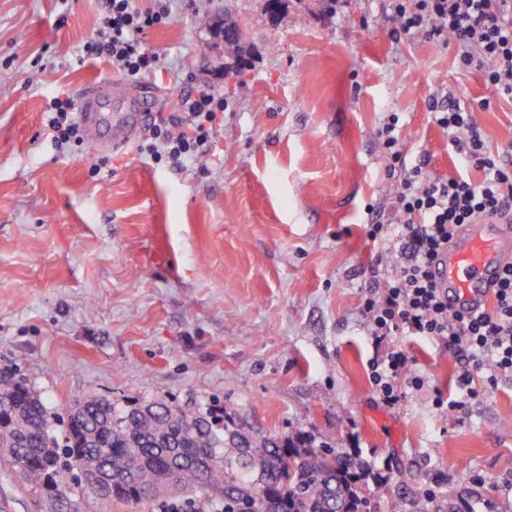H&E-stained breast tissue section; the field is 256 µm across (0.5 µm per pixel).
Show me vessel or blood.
Instances as JSON below:
<instances>
[{
  "mask_svg": "<svg viewBox=\"0 0 512 512\" xmlns=\"http://www.w3.org/2000/svg\"><path fill=\"white\" fill-rule=\"evenodd\" d=\"M112 97V87L103 83L82 96L78 117L87 138L97 145L123 146L138 124L137 112L106 124L103 109ZM512 264V222L486 218L465 226L456 234L436 270L440 287L448 291V302L478 309L496 288L506 265Z\"/></svg>",
  "mask_w": 512,
  "mask_h": 512,
  "instance_id": "vessel-or-blood-1",
  "label": "vessel or blood"
}]
</instances>
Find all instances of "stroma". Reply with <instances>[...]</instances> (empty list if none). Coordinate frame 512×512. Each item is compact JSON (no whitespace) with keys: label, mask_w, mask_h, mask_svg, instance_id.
Returning <instances> with one entry per match:
<instances>
[{"label":"stroma","mask_w":512,"mask_h":512,"mask_svg":"<svg viewBox=\"0 0 512 512\" xmlns=\"http://www.w3.org/2000/svg\"><path fill=\"white\" fill-rule=\"evenodd\" d=\"M105 0H0V371L24 377L57 412L87 392L115 406L213 401L267 434H315L359 457L373 512L439 487L436 512H512V376L438 409L456 393L447 346L397 342L428 381L395 407L370 381L379 349L361 305L393 260L372 241L396 182L377 132L398 117L408 165L435 177H482L448 152L438 94L479 103L490 151L512 161V102L455 46L393 34L392 0H210L181 8L148 42L163 73L126 81L103 59L79 58ZM231 15L249 34L242 61L202 52ZM129 82L155 110L181 89L222 96L221 163L181 171L146 163L137 140L59 153L40 138L47 96ZM112 166L91 175V164ZM52 512H149L106 503L65 475Z\"/></svg>","instance_id":"1"}]
</instances>
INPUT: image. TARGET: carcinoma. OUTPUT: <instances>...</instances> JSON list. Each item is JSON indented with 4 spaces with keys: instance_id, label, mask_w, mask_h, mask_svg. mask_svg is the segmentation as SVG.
Listing matches in <instances>:
<instances>
[{
    "instance_id": "carcinoma-1",
    "label": "carcinoma",
    "mask_w": 512,
    "mask_h": 512,
    "mask_svg": "<svg viewBox=\"0 0 512 512\" xmlns=\"http://www.w3.org/2000/svg\"><path fill=\"white\" fill-rule=\"evenodd\" d=\"M224 22L239 59L247 31L227 14ZM1 393L12 405L0 409V437L19 445L20 480L43 499L66 488L64 471L92 458L115 470L134 465L112 484V499L123 502L189 495L200 508L222 503L224 512H371L362 463L307 433H259L230 406L158 402L144 416L137 404L118 408L89 392L52 414L25 379L0 373Z\"/></svg>"
}]
</instances>
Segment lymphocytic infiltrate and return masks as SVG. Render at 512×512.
<instances>
[{"label": "lymphocytic infiltrate", "instance_id": "1", "mask_svg": "<svg viewBox=\"0 0 512 512\" xmlns=\"http://www.w3.org/2000/svg\"><path fill=\"white\" fill-rule=\"evenodd\" d=\"M173 0H106L99 36L84 52L102 57L126 76L140 80L162 70L160 55L145 35L167 24ZM394 34L422 32L430 40L454 44L460 67L482 73L487 84L512 100V0H393ZM179 109L157 112L144 130L139 154L155 163L183 169L208 154L224 122L223 97L186 90ZM471 101L449 97L434 106V120L448 135L458 160L483 173L480 181L442 179L422 164L404 168L397 179L389 224H372L369 235L388 244L396 261L390 274L370 286L362 315L373 341L387 343L370 364L371 383L385 406L398 405L406 388L422 389V376H408V357L393 344L396 336L441 341L462 361L461 394L472 395L473 370L489 387L512 374V265L504 268L490 309L471 313L448 306L434 268L455 232L481 218L512 212V164L496 158L474 118ZM42 132L57 148L82 146L83 128L75 103L64 90L47 102Z\"/></svg>", "mask_w": 512, "mask_h": 512}]
</instances>
